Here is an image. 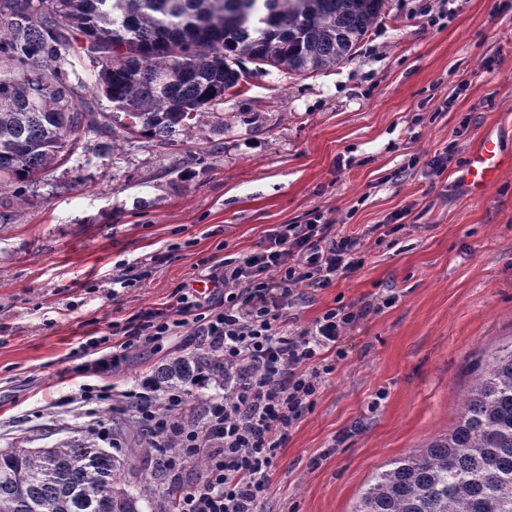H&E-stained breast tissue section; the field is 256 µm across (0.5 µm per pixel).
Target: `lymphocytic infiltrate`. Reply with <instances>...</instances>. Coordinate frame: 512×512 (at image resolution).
<instances>
[{"label": "lymphocytic infiltrate", "mask_w": 512, "mask_h": 512, "mask_svg": "<svg viewBox=\"0 0 512 512\" xmlns=\"http://www.w3.org/2000/svg\"><path fill=\"white\" fill-rule=\"evenodd\" d=\"M365 262L361 237L335 231L319 211L302 224L271 227L246 255L204 259V283L223 289L214 302L176 289L161 309L112 323L107 334L80 343L76 376L102 373L129 350L173 336L204 349L208 364L193 378L212 384V363L224 367V393L196 403L183 390L158 394L151 378L123 391L144 432L176 441L177 455L163 462L178 489L173 512H258L271 492L288 434L322 386L348 356L346 339L370 306L337 304L302 325L288 315L307 291L331 287ZM190 414L194 424L182 422ZM205 466L180 487L187 462Z\"/></svg>", "instance_id": "f902f5d3"}]
</instances>
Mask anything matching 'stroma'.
I'll return each mask as SVG.
<instances>
[{
    "label": "stroma",
    "mask_w": 512,
    "mask_h": 512,
    "mask_svg": "<svg viewBox=\"0 0 512 512\" xmlns=\"http://www.w3.org/2000/svg\"><path fill=\"white\" fill-rule=\"evenodd\" d=\"M387 0L354 57L315 75L253 73L176 145L89 132L77 155L0 188V449L89 439L62 403L79 343L194 285L201 259L253 252L276 224L320 210L346 233L394 213L354 275L310 292L375 305L348 356L296 423L260 512H351L372 475L456 422L474 378L512 342V165L483 195L464 174L485 134L512 156V7ZM456 159L424 174L436 151ZM134 349L106 377L138 384L182 356ZM151 512L155 463L114 449Z\"/></svg>",
    "instance_id": "1"
}]
</instances>
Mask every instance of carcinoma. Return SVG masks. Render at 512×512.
Wrapping results in <instances>:
<instances>
[{
    "label": "carcinoma",
    "mask_w": 512,
    "mask_h": 512,
    "mask_svg": "<svg viewBox=\"0 0 512 512\" xmlns=\"http://www.w3.org/2000/svg\"><path fill=\"white\" fill-rule=\"evenodd\" d=\"M386 0H0V185L69 160L87 129L172 143L255 70L314 75L352 59ZM112 104L95 110L77 67ZM204 363L156 370L187 389ZM135 452L159 456L125 422ZM0 512H142L125 464L81 439L0 454ZM351 512H512V342L446 433L375 473Z\"/></svg>",
    "instance_id": "cac0c4a2"
}]
</instances>
